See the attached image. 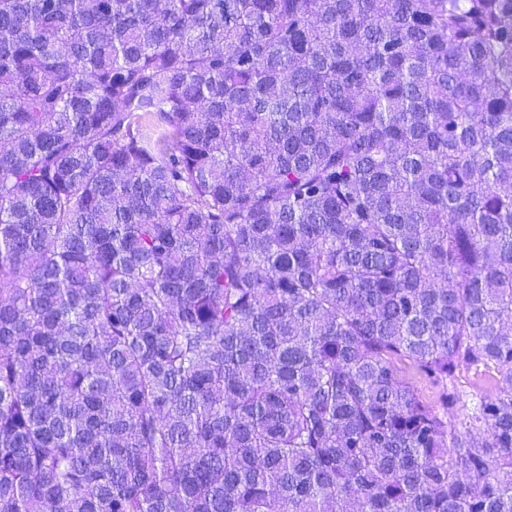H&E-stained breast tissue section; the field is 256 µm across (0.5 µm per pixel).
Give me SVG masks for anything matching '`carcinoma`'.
Masks as SVG:
<instances>
[{
  "mask_svg": "<svg viewBox=\"0 0 512 512\" xmlns=\"http://www.w3.org/2000/svg\"><path fill=\"white\" fill-rule=\"evenodd\" d=\"M0 512H512V0H0ZM396 366L402 377L416 389L420 397L436 408H440V398L446 387L459 393L471 403L495 391L489 373L482 367L461 368L456 371L451 381L444 383L426 378L409 361H397Z\"/></svg>",
  "mask_w": 512,
  "mask_h": 512,
  "instance_id": "cac0c4a2",
  "label": "carcinoma"
}]
</instances>
